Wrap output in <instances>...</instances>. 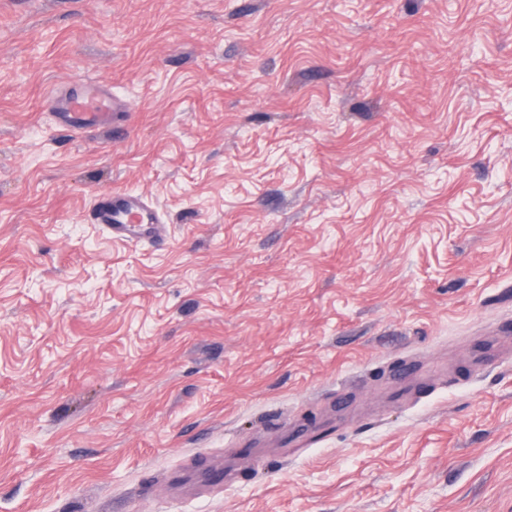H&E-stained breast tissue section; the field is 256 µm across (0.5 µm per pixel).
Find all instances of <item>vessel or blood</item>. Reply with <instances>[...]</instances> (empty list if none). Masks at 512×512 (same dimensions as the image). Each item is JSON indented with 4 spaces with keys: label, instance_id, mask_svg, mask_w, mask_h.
Returning a JSON list of instances; mask_svg holds the SVG:
<instances>
[{
    "label": "vessel or blood",
    "instance_id": "obj_1",
    "mask_svg": "<svg viewBox=\"0 0 512 512\" xmlns=\"http://www.w3.org/2000/svg\"><path fill=\"white\" fill-rule=\"evenodd\" d=\"M48 107L55 123L72 132L113 130L129 109L107 83L95 80H78L51 91ZM88 217L118 239L138 242L161 238L163 233L157 207L143 194L127 189L99 193Z\"/></svg>",
    "mask_w": 512,
    "mask_h": 512
}]
</instances>
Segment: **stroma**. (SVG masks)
Returning a JSON list of instances; mask_svg holds the SVG:
<instances>
[{"instance_id":"stroma-1","label":"stroma","mask_w":512,"mask_h":512,"mask_svg":"<svg viewBox=\"0 0 512 512\" xmlns=\"http://www.w3.org/2000/svg\"><path fill=\"white\" fill-rule=\"evenodd\" d=\"M0 512H512V0H0ZM48 107L55 123L71 132L101 129L112 132L123 121L128 103L112 96L103 81L78 80L52 90ZM88 217L113 238L135 242L162 238L163 219L157 207L143 194L128 189L99 193Z\"/></svg>"}]
</instances>
